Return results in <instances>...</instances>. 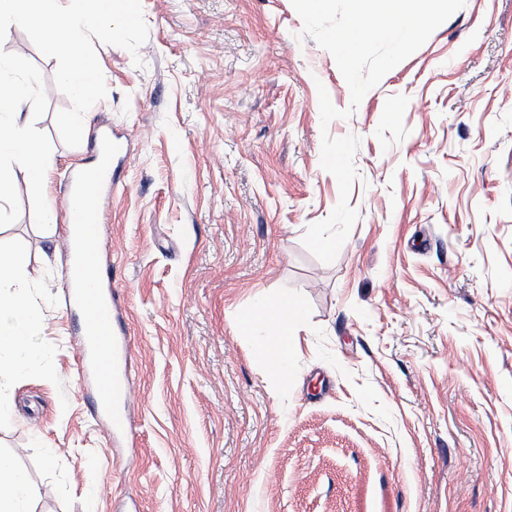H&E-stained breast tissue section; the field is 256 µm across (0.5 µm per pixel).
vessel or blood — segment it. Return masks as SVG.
Wrapping results in <instances>:
<instances>
[{
    "label": "vessel or blood",
    "instance_id": "vessel-or-blood-1",
    "mask_svg": "<svg viewBox=\"0 0 512 512\" xmlns=\"http://www.w3.org/2000/svg\"><path fill=\"white\" fill-rule=\"evenodd\" d=\"M72 182L76 197L68 207V221L77 230V253L95 260L107 248L96 198L102 190H115L119 177L113 168L100 166L83 170ZM65 306L79 317L84 379L105 404L107 433L122 444H133L134 433L127 415L106 405L107 399L120 400L131 392L129 345L118 332V292L107 277L100 288L87 290L82 285V268L77 265L68 273Z\"/></svg>",
    "mask_w": 512,
    "mask_h": 512
}]
</instances>
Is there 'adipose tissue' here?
<instances>
[{"label": "adipose tissue", "mask_w": 512, "mask_h": 512, "mask_svg": "<svg viewBox=\"0 0 512 512\" xmlns=\"http://www.w3.org/2000/svg\"><path fill=\"white\" fill-rule=\"evenodd\" d=\"M28 258L20 251L0 250V419L13 411L5 395L14 378L46 373L47 348L35 346L31 336L39 324V311L27 293ZM275 317L276 340L280 355L278 368L288 366L289 341L300 322L295 301L279 294L260 301L246 322ZM32 488L26 474L10 456L0 454V512H29Z\"/></svg>", "instance_id": "adipose-tissue-1"}]
</instances>
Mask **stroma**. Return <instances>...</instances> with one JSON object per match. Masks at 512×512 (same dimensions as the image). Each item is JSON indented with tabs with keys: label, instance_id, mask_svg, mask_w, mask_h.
<instances>
[{
	"label": "stroma",
	"instance_id": "obj_1",
	"mask_svg": "<svg viewBox=\"0 0 512 512\" xmlns=\"http://www.w3.org/2000/svg\"><path fill=\"white\" fill-rule=\"evenodd\" d=\"M142 66L96 44L107 94L79 146L56 114V59L22 28L8 51L42 73L50 194L104 129L122 184L102 197L104 257L131 338L138 431L114 446L82 381L63 304L68 250L20 215L0 248L28 255L50 371L14 380L0 452L32 512H512V0H466L352 106L291 0H142ZM344 119L322 125L319 88ZM360 139L336 259L302 244L339 198L321 135ZM298 303L288 377L242 317Z\"/></svg>",
	"mask_w": 512,
	"mask_h": 512
}]
</instances>
